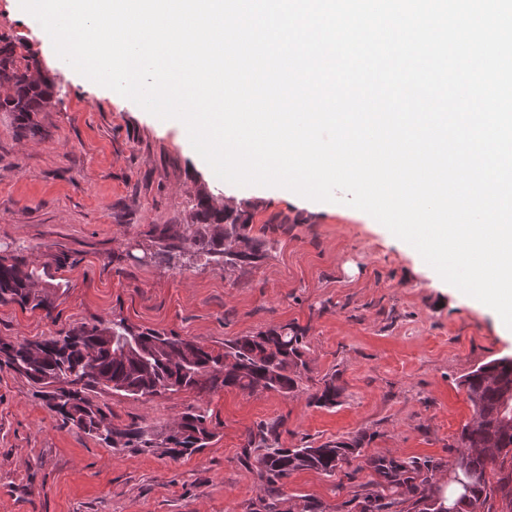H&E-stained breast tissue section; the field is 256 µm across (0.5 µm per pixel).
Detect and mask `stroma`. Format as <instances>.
Wrapping results in <instances>:
<instances>
[{"label": "stroma", "mask_w": 512, "mask_h": 512, "mask_svg": "<svg viewBox=\"0 0 512 512\" xmlns=\"http://www.w3.org/2000/svg\"><path fill=\"white\" fill-rule=\"evenodd\" d=\"M0 37L31 73L50 78L51 105L23 129L0 112V251L36 269L52 311L0 303V339L41 341L115 318L173 332L220 351L227 340L291 325L307 370L283 395L221 386L149 398L92 393L114 425L161 433L183 413L209 417L200 451L119 450L63 424L40 388L0 369V512H347L370 490L369 456L430 466L437 494L473 417L460 382L480 365L512 358L498 314L447 284L429 265L349 206L329 213L304 200L249 191L234 200L265 236L268 258L230 272L194 247L156 259L157 233L179 238L196 223L199 194L232 191L195 164L174 127L133 101L113 99L69 70L15 0H0ZM334 379L335 406L309 396ZM280 421L285 448L362 438L361 457L334 475L259 476L260 426Z\"/></svg>", "instance_id": "35a3bbf8"}]
</instances>
